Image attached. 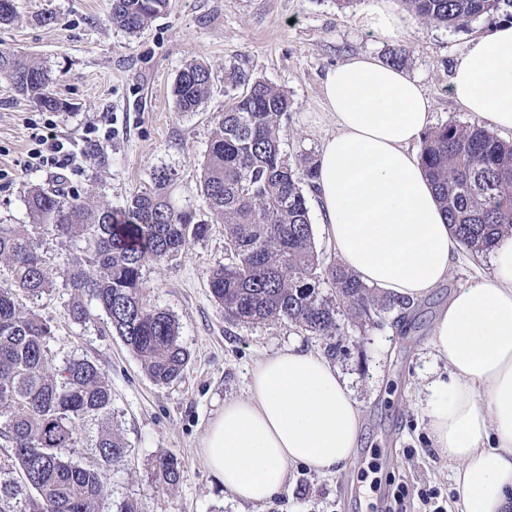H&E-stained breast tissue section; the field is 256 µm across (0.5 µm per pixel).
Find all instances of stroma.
I'll return each mask as SVG.
<instances>
[{"label":"stroma","mask_w":512,"mask_h":512,"mask_svg":"<svg viewBox=\"0 0 512 512\" xmlns=\"http://www.w3.org/2000/svg\"><path fill=\"white\" fill-rule=\"evenodd\" d=\"M369 0H172L137 36L111 19V0H15L16 18L0 26V49L54 72L52 92L69 105L49 113L0 79V224H25L32 186H62L95 202L122 207L133 192L151 182L154 170L171 176L170 200L209 224L202 240L175 259L143 269L144 295L172 314L180 342L190 354L181 377L155 385L140 361L113 336L103 312L75 323L63 286L39 301L20 299L50 324L54 368L72 358L95 361L112 387V423L125 451L104 480L110 504L138 501L144 512H379L399 485L427 486L447 512H462L455 469L441 458L422 412L423 387L430 371L445 373L430 343L433 320L449 293L490 272L487 256L458 251L450 277L409 309L406 326L354 332L331 361L347 378L364 418L365 442L347 470L320 475L295 464L283 489L264 504L238 502L207 467L200 451L204 430L225 400L245 396L259 360L294 346L328 353L327 341L306 336L285 322L232 324L213 299L209 268L224 261V227L217 224L200 194V163L212 136L214 118L231 107L249 81L262 79L285 90L292 101L281 122L282 147L289 157L318 156L333 130L321 96L326 71L357 54L385 60L396 44L409 46L405 72L416 79L431 103L432 124L467 126L481 122L450 96L457 58L470 40L490 33L480 20L470 30L453 31L407 17L399 42L368 31L361 16ZM52 16L43 24L42 16ZM212 70L208 97L194 112L177 111L173 87L189 61ZM53 118L57 130L82 154L73 170L54 174L28 170L31 123ZM181 461L176 484L155 481L160 455Z\"/></svg>","instance_id":"obj_1"}]
</instances>
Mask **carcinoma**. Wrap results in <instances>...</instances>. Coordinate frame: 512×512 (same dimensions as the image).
<instances>
[{
    "mask_svg": "<svg viewBox=\"0 0 512 512\" xmlns=\"http://www.w3.org/2000/svg\"><path fill=\"white\" fill-rule=\"evenodd\" d=\"M171 0H112L111 19L136 35ZM414 17L455 31L479 19L512 22V0H400ZM0 78L38 108L60 111L66 103L51 89L43 66L22 63L0 50ZM208 66L190 62L177 74L176 107L194 112L210 92ZM291 100L281 88L256 79L232 108L214 119L201 172V192L224 225V264L208 286L232 324L287 321L311 336L345 335L338 316L361 330L398 299L378 297L344 266L316 251L303 184L313 185L315 163H292L281 146L280 122ZM422 169L457 243L473 255L492 250L512 233V143L481 125L445 124L430 129L419 155ZM170 174L132 193L124 206L94 208L62 188L33 187L27 224H0V438L9 443L18 479L0 480V512H105L106 471L121 458L120 437L105 427L91 460H77L78 430L87 418L106 416L112 387L94 362L73 359L52 372L51 327L37 312L20 309L18 297L37 300L56 278L70 289V315L85 323L87 297L109 319L112 333L158 385L176 380L189 361L180 327L166 310L148 304L143 268L177 256L187 241L202 239L209 225L177 210L168 196ZM79 237L82 253L52 267L41 252V231ZM327 285L323 292L321 285ZM181 462L157 458L154 477L175 484Z\"/></svg>",
    "mask_w": 512,
    "mask_h": 512,
    "instance_id": "cac0c4a2",
    "label": "carcinoma"
}]
</instances>
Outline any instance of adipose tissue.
Instances as JSON below:
<instances>
[{"instance_id":"ef3b65f1","label":"adipose tissue","mask_w":512,"mask_h":512,"mask_svg":"<svg viewBox=\"0 0 512 512\" xmlns=\"http://www.w3.org/2000/svg\"><path fill=\"white\" fill-rule=\"evenodd\" d=\"M362 23L387 40L405 20L393 0H370ZM454 101L512 130V24L471 41L454 66ZM322 101L335 125L320 146L315 182L322 229L365 285L404 301L449 276L457 242L411 150L431 122L417 80L369 55L327 70ZM491 274L460 286L432 328L447 373L425 386L423 411L438 454L456 466L465 512H512V234L489 253ZM362 414L346 379L325 357L288 348L258 362L244 397L225 401L201 452L239 501L262 504L290 465L320 474L347 466Z\"/></svg>"}]
</instances>
